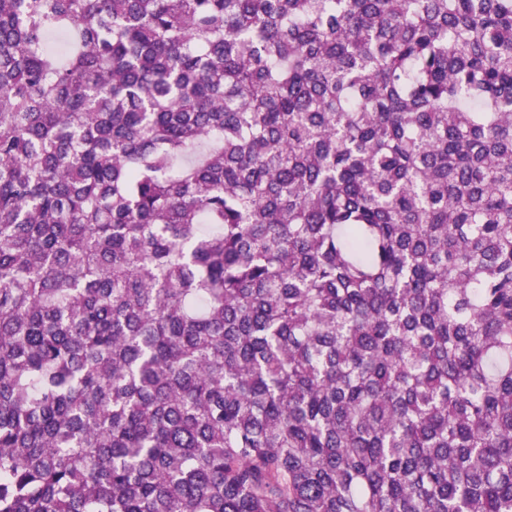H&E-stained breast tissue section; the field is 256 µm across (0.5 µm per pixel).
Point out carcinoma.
I'll return each instance as SVG.
<instances>
[{"label": "carcinoma", "instance_id": "obj_1", "mask_svg": "<svg viewBox=\"0 0 512 512\" xmlns=\"http://www.w3.org/2000/svg\"><path fill=\"white\" fill-rule=\"evenodd\" d=\"M0 512H512V0H0Z\"/></svg>", "mask_w": 512, "mask_h": 512}]
</instances>
